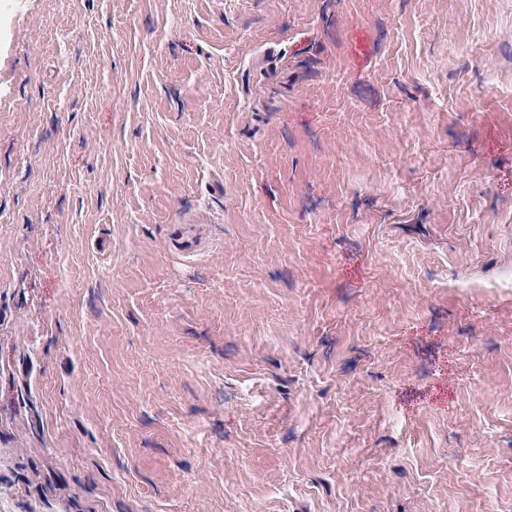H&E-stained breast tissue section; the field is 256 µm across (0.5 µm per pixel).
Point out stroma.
Here are the masks:
<instances>
[{"instance_id": "1", "label": "stroma", "mask_w": 512, "mask_h": 512, "mask_svg": "<svg viewBox=\"0 0 512 512\" xmlns=\"http://www.w3.org/2000/svg\"><path fill=\"white\" fill-rule=\"evenodd\" d=\"M0 512H512V0H0Z\"/></svg>"}]
</instances>
